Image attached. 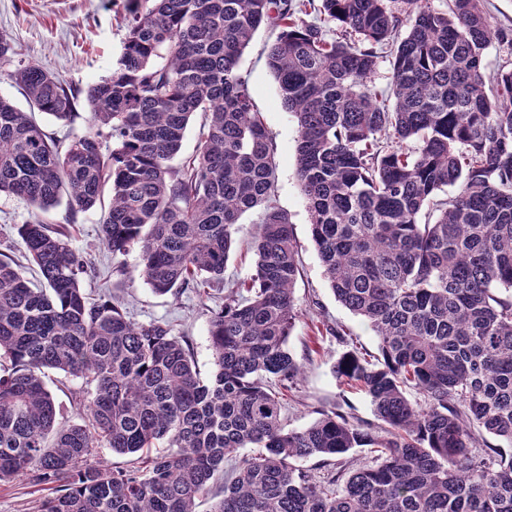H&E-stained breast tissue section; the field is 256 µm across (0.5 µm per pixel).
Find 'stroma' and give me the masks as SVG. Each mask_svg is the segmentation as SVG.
<instances>
[{
  "instance_id": "1",
  "label": "stroma",
  "mask_w": 512,
  "mask_h": 512,
  "mask_svg": "<svg viewBox=\"0 0 512 512\" xmlns=\"http://www.w3.org/2000/svg\"><path fill=\"white\" fill-rule=\"evenodd\" d=\"M125 0H0V34L13 39L19 57L31 61L86 90L116 65L126 36ZM271 28H260L245 50L240 69L247 77L253 103L261 112L274 149L276 207L287 213L299 246L301 275L295 286L299 318L288 347L303 367L297 386L288 394L284 410L288 428L302 429L323 411L349 408L365 422H374L364 395L347 389L331 368L346 346L317 332L320 319L345 326L354 342L369 352L377 343L367 324L333 295L311 236L310 215L295 177L297 121L281 104L279 86L266 64V50L274 40ZM32 208L25 201L0 195V253L22 259L25 245L17 227L27 221ZM261 208L244 213L233 237L236 245L226 264L224 279L234 283L249 277L254 255L249 249L260 224ZM100 208L79 213L70 227L72 248L91 263L84 286L92 295L119 297L133 320L164 321L185 336L197 370L209 377L215 370L208 329L214 300L193 287L179 295L154 294L145 283L137 253L112 256L99 238Z\"/></svg>"
}]
</instances>
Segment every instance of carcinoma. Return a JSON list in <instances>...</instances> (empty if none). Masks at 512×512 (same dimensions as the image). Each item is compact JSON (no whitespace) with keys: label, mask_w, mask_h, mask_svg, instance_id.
Segmentation results:
<instances>
[{"label":"carcinoma","mask_w":512,"mask_h":512,"mask_svg":"<svg viewBox=\"0 0 512 512\" xmlns=\"http://www.w3.org/2000/svg\"><path fill=\"white\" fill-rule=\"evenodd\" d=\"M490 7L127 0L117 66L88 86V130L65 144L31 113L71 121L75 90L1 34L0 75L30 111L0 97V193L35 209L18 233L42 285L0 253V482L48 491L34 512H196L220 475L211 512H512V69L485 63L493 43L512 52V24H492ZM263 25L278 31L267 65L297 121L324 277L377 341L332 373L376 424L330 410L285 428L302 373L287 349L299 251L240 70ZM198 113L207 131L174 167ZM107 192L102 244L137 250L157 295L222 284L235 224L264 206L254 273L212 312V378L169 323L136 322L83 288L88 261L51 214L64 200L72 224ZM45 369L84 380L82 422L58 421ZM99 448L131 459L105 467ZM311 456L324 474L296 465Z\"/></svg>","instance_id":"obj_1"}]
</instances>
